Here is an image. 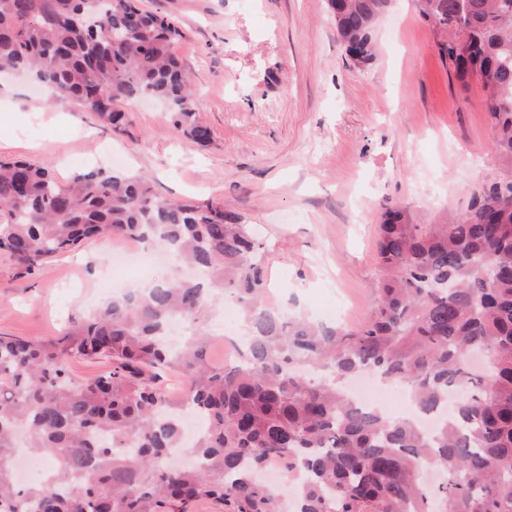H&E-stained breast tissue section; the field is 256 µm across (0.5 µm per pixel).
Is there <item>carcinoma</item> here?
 Instances as JSON below:
<instances>
[{
  "label": "carcinoma",
  "mask_w": 512,
  "mask_h": 512,
  "mask_svg": "<svg viewBox=\"0 0 512 512\" xmlns=\"http://www.w3.org/2000/svg\"><path fill=\"white\" fill-rule=\"evenodd\" d=\"M346 52L373 60L392 0H330ZM462 86L482 83L499 174L425 233L387 209L367 321L349 329L266 302L261 244L213 202L160 200L142 173L71 180L0 159V247L25 267L108 235L151 242L177 267L145 293L114 295L61 335L0 336V512H512V0H417ZM184 38L137 0H0V73L32 75L119 132L124 107L165 104L204 145ZM217 295L243 319L240 360L212 363L199 333ZM109 361L81 382L70 362ZM185 379L175 396L165 373ZM374 372L411 387L431 432L354 402L342 381ZM203 421L180 444L184 407ZM51 473L19 485L16 434ZM443 471L435 487L419 472ZM278 465L288 483L256 473Z\"/></svg>",
  "instance_id": "obj_1"
}]
</instances>
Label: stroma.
<instances>
[{
	"instance_id": "35a3bbf8",
	"label": "stroma",
	"mask_w": 512,
	"mask_h": 512,
	"mask_svg": "<svg viewBox=\"0 0 512 512\" xmlns=\"http://www.w3.org/2000/svg\"><path fill=\"white\" fill-rule=\"evenodd\" d=\"M185 34L177 53L192 75L199 145L162 105L126 109L123 132L70 101H48L21 77H0V157L70 178L113 166L151 176L159 198L214 201L262 243L268 302L323 323L362 325L377 279V227L386 209L428 226L465 210L489 182L494 134L479 82L462 89L439 55L433 25L411 0L378 22L368 65L345 52L328 0H138ZM102 241L27 271L0 249V334L41 341L106 301Z\"/></svg>"
}]
</instances>
